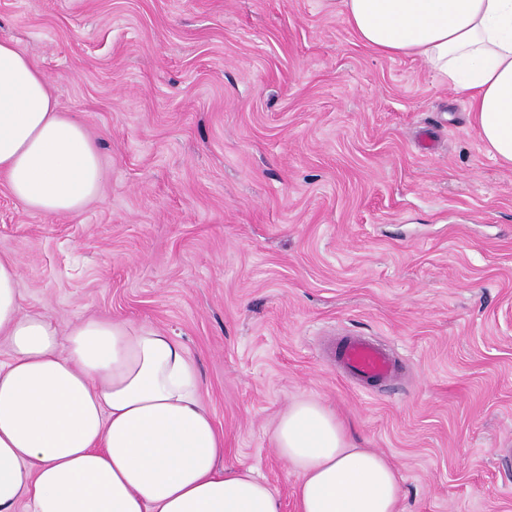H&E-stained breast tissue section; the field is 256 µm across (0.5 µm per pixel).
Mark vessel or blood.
Segmentation results:
<instances>
[{
	"mask_svg": "<svg viewBox=\"0 0 512 512\" xmlns=\"http://www.w3.org/2000/svg\"><path fill=\"white\" fill-rule=\"evenodd\" d=\"M339 369L361 383L380 384L397 373L392 355L379 344L358 336H344L334 344Z\"/></svg>",
	"mask_w": 512,
	"mask_h": 512,
	"instance_id": "1",
	"label": "vessel or blood"
}]
</instances>
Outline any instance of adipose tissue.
Wrapping results in <instances>:
<instances>
[{
    "label": "adipose tissue",
    "mask_w": 512,
    "mask_h": 512,
    "mask_svg": "<svg viewBox=\"0 0 512 512\" xmlns=\"http://www.w3.org/2000/svg\"><path fill=\"white\" fill-rule=\"evenodd\" d=\"M357 39L414 58L468 102L487 154L512 167V0H338ZM0 176L24 209L75 215L103 167L84 123L0 41ZM20 261L0 253V512H280L254 469L224 466V436L198 368L173 337L126 320L81 318L67 334L23 312ZM272 448L297 476V512H398L383 455L352 447L311 400L279 418Z\"/></svg>",
    "instance_id": "adipose-tissue-1"
}]
</instances>
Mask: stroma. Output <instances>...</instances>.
<instances>
[{
	"label": "stroma",
	"mask_w": 512,
	"mask_h": 512,
	"mask_svg": "<svg viewBox=\"0 0 512 512\" xmlns=\"http://www.w3.org/2000/svg\"><path fill=\"white\" fill-rule=\"evenodd\" d=\"M0 40L105 168L76 215L0 180L27 313L112 317L195 360L224 434L296 512L278 416L320 401L386 456L400 512H512V168L420 61L365 48L337 0H0ZM397 358L341 377L336 337Z\"/></svg>",
	"instance_id": "35a3bbf8"
}]
</instances>
